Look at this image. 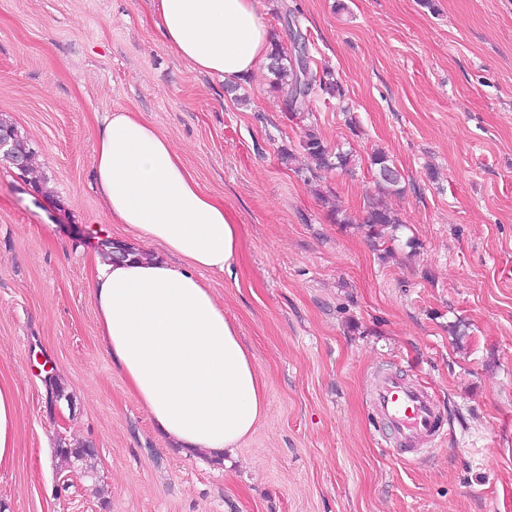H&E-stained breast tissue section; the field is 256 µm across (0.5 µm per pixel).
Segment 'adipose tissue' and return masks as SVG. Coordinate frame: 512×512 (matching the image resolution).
<instances>
[{"instance_id":"adipose-tissue-1","label":"adipose tissue","mask_w":512,"mask_h":512,"mask_svg":"<svg viewBox=\"0 0 512 512\" xmlns=\"http://www.w3.org/2000/svg\"><path fill=\"white\" fill-rule=\"evenodd\" d=\"M165 40L193 69L235 82L270 45L256 0H153ZM96 178L113 217L156 257L95 258L98 341L161 433L188 452L222 455L267 409L265 384L198 271H231L238 225L171 143L135 112L107 117ZM16 391L0 381V470L16 454Z\"/></svg>"}]
</instances>
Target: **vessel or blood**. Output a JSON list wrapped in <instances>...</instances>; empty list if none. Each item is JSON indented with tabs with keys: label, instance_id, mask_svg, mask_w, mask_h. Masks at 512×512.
Listing matches in <instances>:
<instances>
[{
	"label": "vessel or blood",
	"instance_id": "b4317fda",
	"mask_svg": "<svg viewBox=\"0 0 512 512\" xmlns=\"http://www.w3.org/2000/svg\"><path fill=\"white\" fill-rule=\"evenodd\" d=\"M372 408L388 426L394 449L408 461L418 459L442 433V417L433 397L401 376L387 374L378 380Z\"/></svg>",
	"mask_w": 512,
	"mask_h": 512
}]
</instances>
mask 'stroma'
Segmentation results:
<instances>
[{"label": "stroma", "instance_id": "35a3bbf8", "mask_svg": "<svg viewBox=\"0 0 512 512\" xmlns=\"http://www.w3.org/2000/svg\"><path fill=\"white\" fill-rule=\"evenodd\" d=\"M294 10L318 68L307 124L351 171L317 177L266 67L233 101L168 46L152 0H0V117L36 155L0 161V378L17 451L0 512H512V0H258L272 39ZM137 112L238 223L231 273L199 272L266 388L250 436L216 460L156 430L97 339L91 251L128 239L94 176L96 136ZM403 175V224L359 216L370 158ZM384 374L435 397L444 433L392 454L370 394ZM64 390L52 397L45 376ZM93 448L91 473L59 442ZM334 219L338 224H363L368 227L369 237L374 246L383 238V231L388 228H397L402 223L398 213L386 206L380 199L372 197L367 199L363 206L362 216L351 218L341 214L338 210L334 212Z\"/></svg>", "mask_w": 512, "mask_h": 512}]
</instances>
